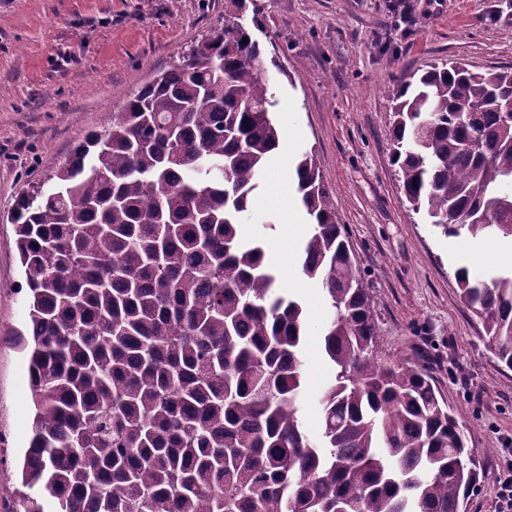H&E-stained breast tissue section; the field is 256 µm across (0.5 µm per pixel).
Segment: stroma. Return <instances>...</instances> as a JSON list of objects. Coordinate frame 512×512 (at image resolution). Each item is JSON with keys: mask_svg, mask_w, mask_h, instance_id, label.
Segmentation results:
<instances>
[{"mask_svg": "<svg viewBox=\"0 0 512 512\" xmlns=\"http://www.w3.org/2000/svg\"><path fill=\"white\" fill-rule=\"evenodd\" d=\"M238 17L263 49L276 118H287L292 154L314 152L381 330L377 356L426 371L480 453L467 512H496L499 473L512 460V370L489 352L479 320L459 297L462 251L469 274L512 268V245L492 236L447 237L415 214L391 161L388 89L403 74L448 58L483 69L512 66V0H0V512H11L16 471L31 435L27 356L14 345L27 321L26 276L14 224L17 197L42 183L76 143L111 123L126 97L201 37ZM253 207L274 228L244 223L242 238L266 251L292 281L305 319L301 418L323 428L318 399L333 369L322 351L328 301L296 277L297 200L264 183Z\"/></svg>", "mask_w": 512, "mask_h": 512, "instance_id": "stroma-1", "label": "stroma"}]
</instances>
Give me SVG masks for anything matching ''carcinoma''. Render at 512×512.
Wrapping results in <instances>:
<instances>
[{"label": "carcinoma", "mask_w": 512, "mask_h": 512, "mask_svg": "<svg viewBox=\"0 0 512 512\" xmlns=\"http://www.w3.org/2000/svg\"><path fill=\"white\" fill-rule=\"evenodd\" d=\"M262 49L238 22L201 38L13 209L28 289L32 437L12 512H462L475 451L431 378L376 358L373 301L304 152L299 273L331 308L321 434L299 415L298 298L238 225L278 149ZM392 162L447 237L512 242V69L450 59L393 84ZM512 370V270L455 271Z\"/></svg>", "instance_id": "cac0c4a2"}]
</instances>
